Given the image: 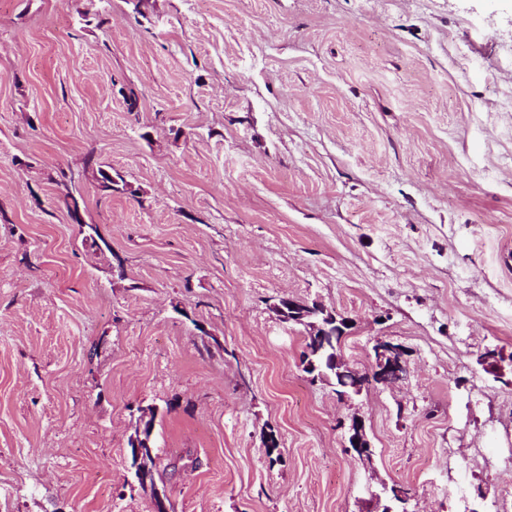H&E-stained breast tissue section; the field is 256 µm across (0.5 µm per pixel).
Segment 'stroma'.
Returning <instances> with one entry per match:
<instances>
[{
    "label": "stroma",
    "instance_id": "35a3bbf8",
    "mask_svg": "<svg viewBox=\"0 0 512 512\" xmlns=\"http://www.w3.org/2000/svg\"><path fill=\"white\" fill-rule=\"evenodd\" d=\"M151 406L167 512H512V0H0V512H153ZM273 300L275 302H272L270 309L280 321H290L286 316V310L288 309L296 316L294 323L302 324L308 329L306 350L302 353V357H307L306 351L309 349H312L313 353L316 351L315 343L309 336L316 339L318 343L323 336H328L325 323L318 318L320 314H323L325 319H330L331 317L335 322L339 321L349 326V320L337 315L336 312L328 310L317 302L309 303L304 300L286 296H279ZM339 340L340 336H330L328 343L329 345L334 346L339 342ZM334 348L333 352L326 357L328 359V364L334 368H338L339 374L343 375L346 371H349L354 378L350 383H346L342 386V391L336 393L340 400H345L351 397V395L359 394L365 387L378 384H395L407 377L409 352L401 344L378 340L372 348L373 360L369 364V367L364 370L352 367L342 358L340 354V344L336 345ZM312 358L318 365H320V369H328L327 373L334 377L336 385L342 383L341 378L331 371L332 367L325 366L322 363L321 354L313 355ZM314 360L309 356V360L302 364L303 370H313L312 374L307 373L311 381L323 379L327 375L323 372L319 375L315 374L317 366ZM141 413H142V416L140 419V423H141V421H143V427L139 428L135 432V434L130 438L129 447H130L131 457L135 461L134 468L138 472L137 476L135 478L137 481L143 482L145 487L149 490L150 485L152 488L154 481L156 482L155 474L153 471L154 458H149L147 461V465H149L150 470L153 471L154 481H152L151 484H149V479H150L149 468L145 463L148 456H150V457L154 456V448H153L154 445L151 444L152 429H153V420L152 419L154 417V410H148L147 408H145V409H142ZM147 417H149L148 420H145V418H147ZM145 487L144 486L141 487L143 491H146ZM355 440H358V443H355ZM347 442L359 457L369 459L372 456L371 441L367 435L364 422L358 417L351 418Z\"/></svg>",
    "mask_w": 512,
    "mask_h": 512
}]
</instances>
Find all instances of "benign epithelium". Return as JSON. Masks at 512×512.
<instances>
[{"instance_id": "7a95c632", "label": "benign epithelium", "mask_w": 512, "mask_h": 512, "mask_svg": "<svg viewBox=\"0 0 512 512\" xmlns=\"http://www.w3.org/2000/svg\"><path fill=\"white\" fill-rule=\"evenodd\" d=\"M272 312L283 322L289 321L287 313L291 312L296 316L295 323L302 324L308 329V336L319 340L327 335L323 319L331 318L345 325L349 320L328 310L317 302H306L293 297L279 296L270 305ZM373 360L364 370L352 367L341 356L340 347H335L333 352L327 355L328 364L336 369L338 373H350L353 380L343 385V390L337 393V397L345 400L353 395L359 394L364 388L372 385L395 384L407 377L408 372V350L401 344H394L388 341H377L373 348ZM154 411L145 410L142 412L143 427L138 429L129 440L131 457L135 461L134 468L137 471L136 480L150 487V472L146 465L147 457L154 456V448L151 444ZM347 442L349 447L362 458L372 456V444L367 435L364 422L358 418H351L348 428Z\"/></svg>"}]
</instances>
